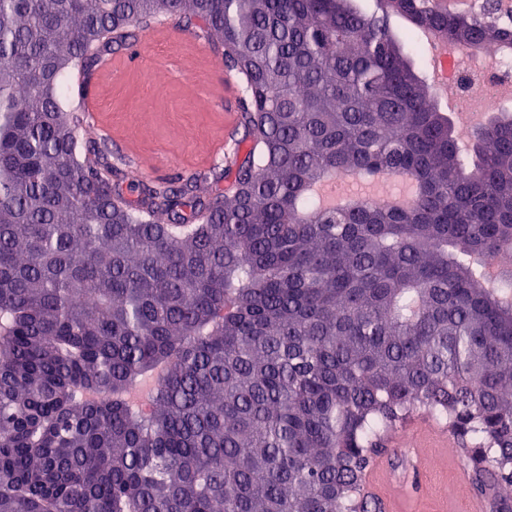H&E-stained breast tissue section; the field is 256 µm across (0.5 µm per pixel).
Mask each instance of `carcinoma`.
Here are the masks:
<instances>
[{
    "instance_id": "1",
    "label": "carcinoma",
    "mask_w": 512,
    "mask_h": 512,
    "mask_svg": "<svg viewBox=\"0 0 512 512\" xmlns=\"http://www.w3.org/2000/svg\"><path fill=\"white\" fill-rule=\"evenodd\" d=\"M167 15L244 88L252 147L205 191L64 106ZM422 29L512 49L438 0H0V512H376L365 470L431 413L512 512V114L459 140ZM354 171L415 191L312 197Z\"/></svg>"
}]
</instances>
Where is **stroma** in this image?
<instances>
[{
  "instance_id": "obj_1",
  "label": "stroma",
  "mask_w": 512,
  "mask_h": 512,
  "mask_svg": "<svg viewBox=\"0 0 512 512\" xmlns=\"http://www.w3.org/2000/svg\"><path fill=\"white\" fill-rule=\"evenodd\" d=\"M168 36L151 44H138L133 53H117L112 68L95 70L88 92L73 88L69 103L82 106L92 98L101 128L109 133L107 147L138 179L155 181L172 175L201 176L213 166L210 150L223 141L225 156H232L240 113V86H226L212 64L221 50L210 47L201 54L195 43L172 37L174 19L163 22ZM156 70L167 80L149 83ZM100 128V129H101ZM429 466L405 491V512H455V472L462 462L445 448L427 449Z\"/></svg>"
}]
</instances>
